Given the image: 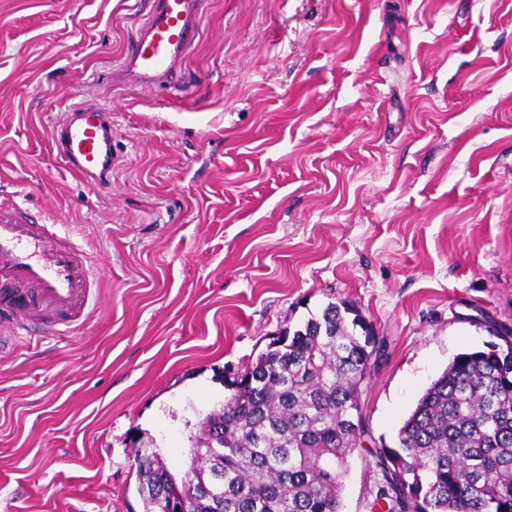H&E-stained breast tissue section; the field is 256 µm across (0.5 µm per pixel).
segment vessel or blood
<instances>
[{
    "label": "vessel or blood",
    "mask_w": 512,
    "mask_h": 512,
    "mask_svg": "<svg viewBox=\"0 0 512 512\" xmlns=\"http://www.w3.org/2000/svg\"><path fill=\"white\" fill-rule=\"evenodd\" d=\"M206 0H150L113 88L149 91L178 85L200 40ZM57 159L97 188L112 181V122L99 107L73 103L51 124ZM90 265L76 238L52 231L24 207L0 202V337L64 334L89 317Z\"/></svg>",
    "instance_id": "obj_1"
}]
</instances>
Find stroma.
<instances>
[{
  "label": "stroma",
  "instance_id": "obj_1",
  "mask_svg": "<svg viewBox=\"0 0 512 512\" xmlns=\"http://www.w3.org/2000/svg\"><path fill=\"white\" fill-rule=\"evenodd\" d=\"M145 7L0 0V199L101 270L83 326L0 350V512H143L133 449L182 476L227 380L331 301L380 345L343 512H385L376 450L512 330V0H208L188 94L118 96ZM78 101L105 188L51 146ZM53 150L62 166L91 188L108 185L117 156L112 122L98 106L73 103L51 123Z\"/></svg>",
  "mask_w": 512,
  "mask_h": 512
}]
</instances>
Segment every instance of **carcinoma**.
Listing matches in <instances>:
<instances>
[{
    "mask_svg": "<svg viewBox=\"0 0 512 512\" xmlns=\"http://www.w3.org/2000/svg\"><path fill=\"white\" fill-rule=\"evenodd\" d=\"M502 350L458 354L376 451L387 512H512V333ZM379 349L354 307L329 302L273 339L233 379L191 446L208 460L176 479L138 458L143 512H342L349 457L362 446V395Z\"/></svg>",
    "mask_w": 512,
    "mask_h": 512,
    "instance_id": "obj_1",
    "label": "carcinoma"
}]
</instances>
